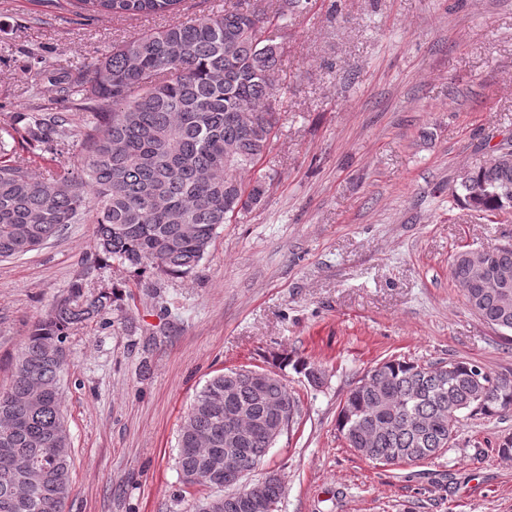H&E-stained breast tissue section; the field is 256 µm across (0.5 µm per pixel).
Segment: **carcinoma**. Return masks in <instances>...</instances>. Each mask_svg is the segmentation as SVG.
Segmentation results:
<instances>
[{"mask_svg": "<svg viewBox=\"0 0 512 512\" xmlns=\"http://www.w3.org/2000/svg\"><path fill=\"white\" fill-rule=\"evenodd\" d=\"M183 0H75L83 10L119 18L175 16ZM311 0H278L272 15L226 2L194 22H173L136 33L99 60L54 72L38 58L47 103L0 121V261L22 257L60 236L70 224H95L91 263L112 259L139 274L171 277L197 272L219 229L262 202L272 176L245 181L264 156L283 108L280 76L288 19ZM85 112L83 124L54 101ZM81 138L80 166L58 163L40 176L18 148L47 144L64 153ZM500 145L475 159L468 184L453 200L491 219L512 212V158ZM470 252L452 261L453 278L470 310L486 324L512 332V302L496 288H468ZM490 271L512 275V245L490 249ZM116 292H94L72 280L49 313L32 327L10 387L0 392V512H62L71 493L72 456L62 409L66 342L75 331L104 320ZM453 376L392 359L380 363L378 383L353 385L337 416V430L363 457L388 464L432 459L455 439L460 415L512 413V375L451 359ZM259 398L242 368L228 369L196 393L178 432L176 465L190 477L210 474L218 512H245L251 485L224 487V456L252 465L267 447L255 422L262 400H288L286 380L268 371ZM244 407L240 442L224 448V402ZM269 500L283 497L279 477L254 481Z\"/></svg>", "mask_w": 512, "mask_h": 512, "instance_id": "obj_1", "label": "carcinoma"}]
</instances>
